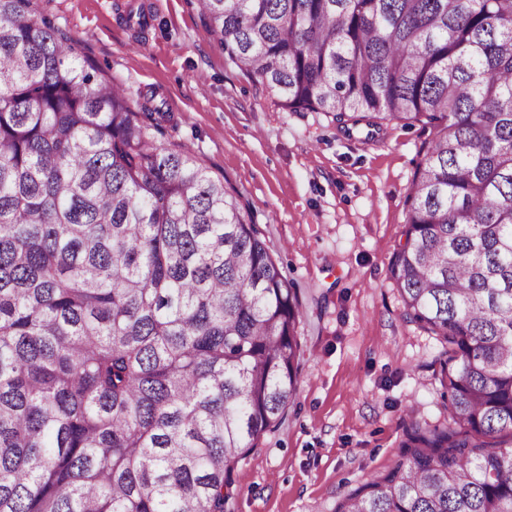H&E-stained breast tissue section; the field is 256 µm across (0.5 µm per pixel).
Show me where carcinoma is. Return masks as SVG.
I'll return each mask as SVG.
<instances>
[{"label":"carcinoma","instance_id":"carcinoma-1","mask_svg":"<svg viewBox=\"0 0 512 512\" xmlns=\"http://www.w3.org/2000/svg\"><path fill=\"white\" fill-rule=\"evenodd\" d=\"M196 2L289 110L434 130L390 278L448 422L336 512H512V0ZM153 112L0 0V512H224L296 395L293 283Z\"/></svg>","mask_w":512,"mask_h":512}]
</instances>
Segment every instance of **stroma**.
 Returning <instances> with one entry per match:
<instances>
[{
  "instance_id": "obj_1",
  "label": "stroma",
  "mask_w": 512,
  "mask_h": 512,
  "mask_svg": "<svg viewBox=\"0 0 512 512\" xmlns=\"http://www.w3.org/2000/svg\"><path fill=\"white\" fill-rule=\"evenodd\" d=\"M151 22L136 34L128 6ZM104 76L155 95L164 143L187 146L253 206L300 312V382L278 428L239 463L226 512H334L399 459L408 409L448 417L443 348L406 322L389 262L430 127L371 140L291 112L208 33L193 0H39Z\"/></svg>"
}]
</instances>
